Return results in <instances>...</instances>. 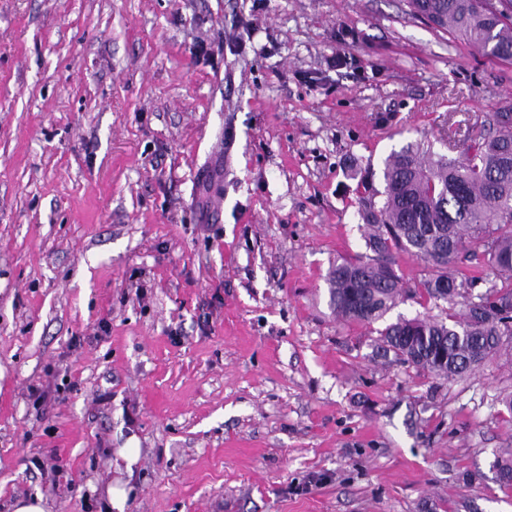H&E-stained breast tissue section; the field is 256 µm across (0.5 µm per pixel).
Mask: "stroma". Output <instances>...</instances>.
I'll use <instances>...</instances> for the list:
<instances>
[{"mask_svg": "<svg viewBox=\"0 0 512 512\" xmlns=\"http://www.w3.org/2000/svg\"><path fill=\"white\" fill-rule=\"evenodd\" d=\"M509 110L404 0H0V512H512V361L376 357L326 281L352 167Z\"/></svg>", "mask_w": 512, "mask_h": 512, "instance_id": "35a3bbf8", "label": "stroma"}]
</instances>
